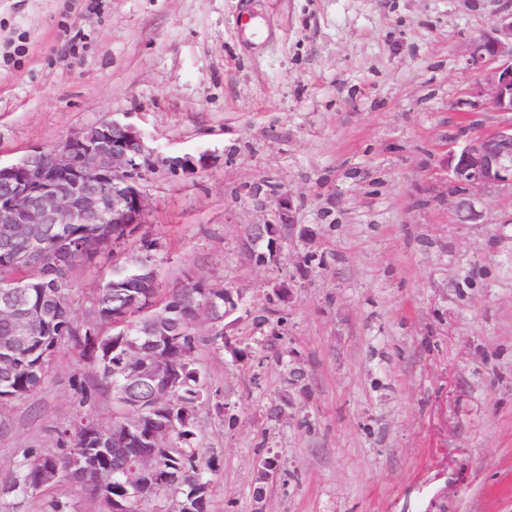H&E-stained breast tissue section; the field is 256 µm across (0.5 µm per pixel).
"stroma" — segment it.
Instances as JSON below:
<instances>
[{"instance_id": "obj_1", "label": "stroma", "mask_w": 512, "mask_h": 512, "mask_svg": "<svg viewBox=\"0 0 512 512\" xmlns=\"http://www.w3.org/2000/svg\"><path fill=\"white\" fill-rule=\"evenodd\" d=\"M512 0H0V162L102 118L157 161L141 180L159 282L243 291L248 359L195 354L212 512H512V185L471 189L460 222L448 144L476 81L461 53ZM188 156L190 171L165 160ZM292 192L298 232L245 258L248 225ZM76 268L84 323L110 272ZM290 303L271 296L281 282ZM94 370L69 346L42 386L0 406V484L58 452ZM277 456L274 479L258 466ZM263 499H255V487ZM102 512L70 478L0 512Z\"/></svg>"}]
</instances>
